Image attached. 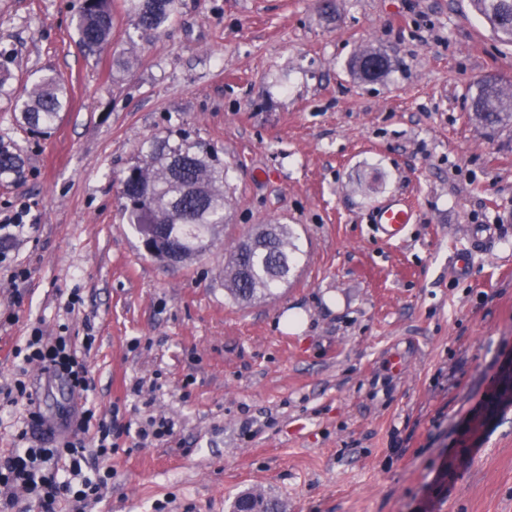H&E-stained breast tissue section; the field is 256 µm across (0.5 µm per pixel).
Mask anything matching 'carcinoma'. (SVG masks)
I'll return each mask as SVG.
<instances>
[{
	"mask_svg": "<svg viewBox=\"0 0 512 512\" xmlns=\"http://www.w3.org/2000/svg\"><path fill=\"white\" fill-rule=\"evenodd\" d=\"M126 5L137 28L154 33L168 26L176 10V0H126ZM471 6L501 42L512 44V0H471ZM76 29L90 54L112 41V0H82ZM9 62V53L0 51V99L11 103L30 130L42 133L66 108V84L50 74L20 90L11 82ZM473 103L478 120L493 126L512 124L511 88L486 81ZM140 154L122 179L128 223L141 236L162 225L167 242L187 264L206 252L229 223L228 169L205 144L186 137L177 142L150 139ZM22 175L21 156L0 145V179L16 182ZM262 228L257 237L266 240L265 247L241 241L224 265V288L239 303L264 299L288 282L300 251L290 225L274 222Z\"/></svg>",
	"mask_w": 512,
	"mask_h": 512,
	"instance_id": "carcinoma-1",
	"label": "carcinoma"
}]
</instances>
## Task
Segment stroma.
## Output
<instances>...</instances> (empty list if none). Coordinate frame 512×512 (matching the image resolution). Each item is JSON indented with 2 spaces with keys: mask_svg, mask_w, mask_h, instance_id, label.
I'll use <instances>...</instances> for the list:
<instances>
[{
  "mask_svg": "<svg viewBox=\"0 0 512 512\" xmlns=\"http://www.w3.org/2000/svg\"><path fill=\"white\" fill-rule=\"evenodd\" d=\"M81 3L0 0L14 86L69 89L45 134L0 99V143L26 161L0 216L27 214L0 239V386L38 322L93 337L97 415L170 419L167 441L116 438L93 512H230L251 489L284 512H512V125L471 106L482 81L512 85V45L470 0H178L157 35L112 0L90 54ZM367 46L389 59L375 82L349 67ZM181 135L229 166L231 223L166 266L121 180L143 142ZM390 198L415 210L398 243L374 223ZM274 221L296 265L237 303L229 252ZM26 381L60 421L67 383L33 365Z\"/></svg>",
  "mask_w": 512,
  "mask_h": 512,
  "instance_id": "35a3bbf8",
  "label": "stroma"
}]
</instances>
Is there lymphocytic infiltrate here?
<instances>
[{
  "label": "lymphocytic infiltrate",
  "instance_id": "lymphocytic-infiltrate-1",
  "mask_svg": "<svg viewBox=\"0 0 512 512\" xmlns=\"http://www.w3.org/2000/svg\"><path fill=\"white\" fill-rule=\"evenodd\" d=\"M16 356L23 364H35L51 375L65 379L74 395L81 396L92 388L84 359L70 337L48 336L41 328H32ZM124 428L116 419L96 417L93 409L76 415L70 435L52 448H18L0 460V504L12 507L18 493L35 495L39 512H58L60 503H67L70 512H91L101 501L103 491L112 478L108 462L115 445L113 436ZM93 433V447H86L82 436ZM92 463L94 474L82 477V466ZM81 476L80 488H73L71 479Z\"/></svg>",
  "mask_w": 512,
  "mask_h": 512
}]
</instances>
